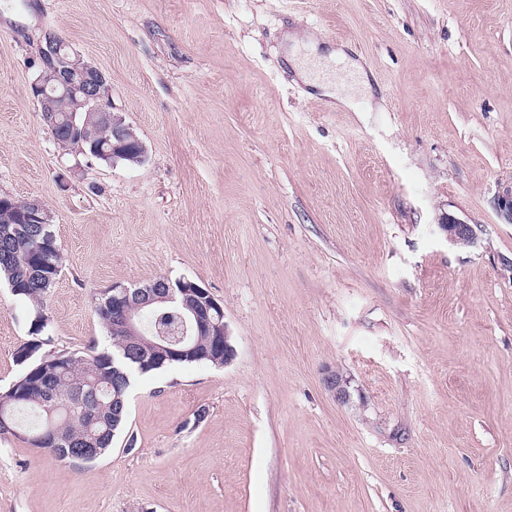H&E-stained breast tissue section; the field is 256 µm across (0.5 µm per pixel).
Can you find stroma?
I'll use <instances>...</instances> for the list:
<instances>
[{
    "label": "stroma",
    "mask_w": 512,
    "mask_h": 512,
    "mask_svg": "<svg viewBox=\"0 0 512 512\" xmlns=\"http://www.w3.org/2000/svg\"><path fill=\"white\" fill-rule=\"evenodd\" d=\"M49 28L144 163L47 133ZM289 32L361 62L358 111L306 96ZM507 180L512 0H0V195L41 200L63 255L41 310L0 282V390L36 314L43 353L107 347L116 283L194 280L236 350L137 376L96 461L0 437V512H512ZM439 225L446 231L448 241L453 245L462 247L473 243V228L465 221L445 214L440 218Z\"/></svg>",
    "instance_id": "1"
}]
</instances>
